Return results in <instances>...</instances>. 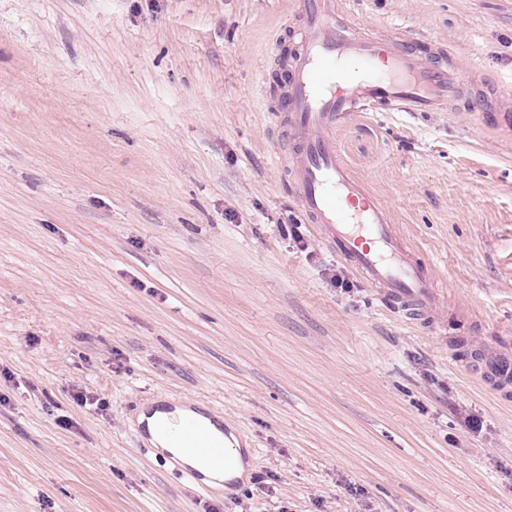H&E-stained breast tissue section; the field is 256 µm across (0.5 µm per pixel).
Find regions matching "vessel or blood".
<instances>
[{
	"mask_svg": "<svg viewBox=\"0 0 512 512\" xmlns=\"http://www.w3.org/2000/svg\"><path fill=\"white\" fill-rule=\"evenodd\" d=\"M302 25L291 56L282 108L290 115L295 148L286 158L300 208L325 242L411 320L433 321L441 290L426 263L393 223L391 213L352 174L336 148V127L352 112L384 104L407 112L446 107L468 77L466 70L428 63L412 43L357 38L337 24L331 0H299ZM480 377L512 384V353L487 349ZM183 444L215 460L226 457L194 423Z\"/></svg>",
	"mask_w": 512,
	"mask_h": 512,
	"instance_id": "obj_1",
	"label": "vessel or blood"
}]
</instances>
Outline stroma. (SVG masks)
<instances>
[{"mask_svg":"<svg viewBox=\"0 0 512 512\" xmlns=\"http://www.w3.org/2000/svg\"><path fill=\"white\" fill-rule=\"evenodd\" d=\"M294 2L0 0V512H512V389L471 370L512 351V0H335L471 71L336 131L439 280L432 324L297 210ZM158 399L223 418L234 489L150 447Z\"/></svg>","mask_w":512,"mask_h":512,"instance_id":"obj_1","label":"stroma"}]
</instances>
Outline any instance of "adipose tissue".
<instances>
[{
	"mask_svg": "<svg viewBox=\"0 0 512 512\" xmlns=\"http://www.w3.org/2000/svg\"><path fill=\"white\" fill-rule=\"evenodd\" d=\"M190 410L177 407L171 410L154 409L144 420L153 445L159 451L166 452L196 469L204 477L210 479L213 485L227 479L240 477L243 473V460L240 452H233L227 465L221 466L213 463L206 457L190 452L182 448L179 437L180 422L190 417Z\"/></svg>",
	"mask_w": 512,
	"mask_h": 512,
	"instance_id": "ef3b65f1",
	"label": "adipose tissue"
}]
</instances>
